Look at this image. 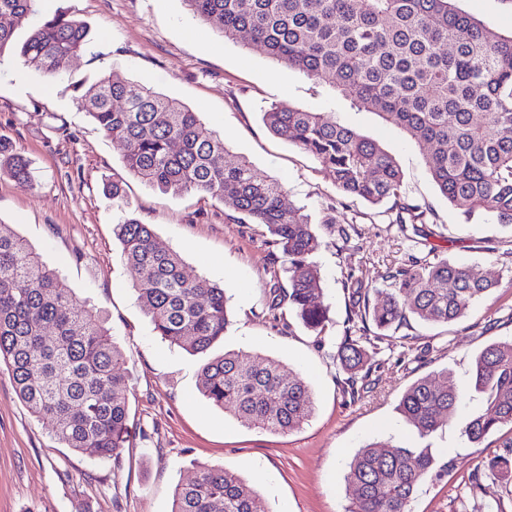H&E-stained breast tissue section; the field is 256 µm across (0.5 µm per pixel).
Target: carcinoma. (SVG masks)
<instances>
[{"label":"carcinoma","instance_id":"carcinoma-1","mask_svg":"<svg viewBox=\"0 0 512 512\" xmlns=\"http://www.w3.org/2000/svg\"><path fill=\"white\" fill-rule=\"evenodd\" d=\"M35 0H0V54L13 29L29 21ZM201 24L309 78L328 80L357 108L375 112L424 152L433 182L468 215L489 212L512 227V31L502 33L456 8L455 0H183ZM84 22L65 12L34 27L18 52L47 77L66 74L87 44ZM106 136L121 142L125 168L163 193H199L224 201L252 224L266 227L281 253L290 288L266 291L274 311L286 304L302 324L321 332L327 308L313 261L318 235L308 216L286 203L282 184L259 177L245 161L225 160L224 140L197 113L117 73L78 97ZM262 120L275 136L312 155L332 173L344 196L371 204L391 200L395 223H425L426 211L401 201L402 172L381 145L341 123L335 113L274 104ZM29 171L0 135V172ZM122 255L137 273L134 290L161 339L191 355L206 353L230 324L229 297L206 278L190 279L180 255L160 246L151 225L128 218L116 225ZM381 298L349 272L345 288L354 315L379 331L414 317L452 322L496 281L476 266L446 259L390 270ZM371 338L345 335L336 361L357 383L369 361ZM126 358L99 315L74 296L58 272L28 243L0 224V365L10 372L29 411L51 424L55 440L91 459L121 458L127 442ZM474 389L485 408L464 427L480 442L512 426V340L493 343L475 358ZM200 393L244 425L288 433L312 414L307 382L287 375L280 361L235 352L205 361ZM469 397L448 371L414 381L397 409L421 436L451 423ZM508 452L487 468L512 479ZM435 450L413 443L374 442L348 465L356 497L347 512H408L419 485L437 474ZM172 512H271L223 467L202 466L174 491Z\"/></svg>","mask_w":512,"mask_h":512}]
</instances>
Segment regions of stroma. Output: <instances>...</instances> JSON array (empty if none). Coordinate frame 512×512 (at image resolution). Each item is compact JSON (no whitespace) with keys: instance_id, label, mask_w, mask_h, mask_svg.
Masks as SVG:
<instances>
[{"instance_id":"obj_1","label":"stroma","mask_w":512,"mask_h":512,"mask_svg":"<svg viewBox=\"0 0 512 512\" xmlns=\"http://www.w3.org/2000/svg\"><path fill=\"white\" fill-rule=\"evenodd\" d=\"M463 11L501 32L512 31V0H457ZM84 21L89 43L48 93V78L11 52L0 58V134L29 161L19 180L0 174V222L29 241L75 294L99 311L124 350L129 435L120 461L92 460L62 447L49 425L19 398L0 369V512H171L178 483L202 465L238 474L272 512H346L354 489L346 464L372 441L419 442L446 469L417 490L411 512H512V494L486 462L503 454L501 428L473 443L463 427L483 404L472 395L451 424L427 437L397 411L418 378L449 370L469 385L476 356L512 339V230L488 213L467 216L434 184L416 144L377 114L354 107L328 83L224 40L197 22L183 0H36L32 24L57 11ZM116 72L197 112L223 137L230 159L245 158L280 182L319 232L313 256L323 280L328 322L305 329L288 308L268 312L265 288L287 287L265 228L240 221L222 201L171 195L145 185L123 164L124 147L81 109L77 92ZM289 103L337 118L377 140L403 173L400 195L426 208L425 223L399 227L388 204L342 196L310 154L273 135L262 112ZM122 180L115 198L106 187ZM132 217L151 225L161 246L176 251L185 275L227 288L231 323L207 356H192L155 336L136 300L134 271L114 228ZM352 224L339 247L325 220ZM479 266L498 285L457 321L411 319L376 344L358 395L337 365L336 344L361 328L344 282L349 272L383 288V274L412 260ZM235 351L280 359L303 376L314 397L308 421L286 434L242 425L198 391L205 357Z\"/></svg>"}]
</instances>
